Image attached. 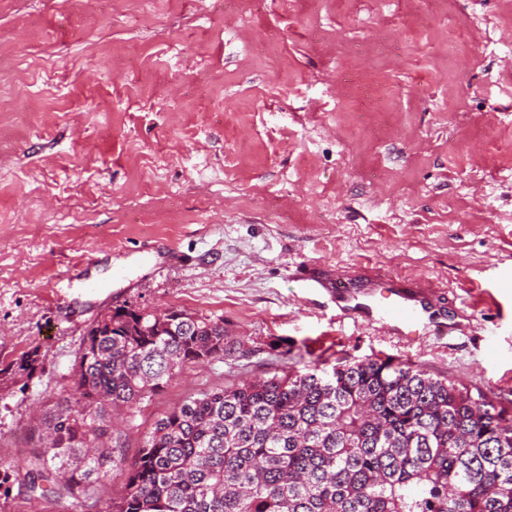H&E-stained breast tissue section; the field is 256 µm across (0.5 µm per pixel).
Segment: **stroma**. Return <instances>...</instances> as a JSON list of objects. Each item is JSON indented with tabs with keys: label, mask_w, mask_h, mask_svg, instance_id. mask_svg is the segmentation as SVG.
<instances>
[{
	"label": "stroma",
	"mask_w": 512,
	"mask_h": 512,
	"mask_svg": "<svg viewBox=\"0 0 512 512\" xmlns=\"http://www.w3.org/2000/svg\"><path fill=\"white\" fill-rule=\"evenodd\" d=\"M323 264L446 282L452 332L337 317ZM122 303L245 344L127 416L125 459L186 398L317 360L512 402V0H0V465Z\"/></svg>",
	"instance_id": "1"
}]
</instances>
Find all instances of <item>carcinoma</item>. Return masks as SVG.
I'll use <instances>...</instances> for the list:
<instances>
[{
  "label": "carcinoma",
  "instance_id": "1",
  "mask_svg": "<svg viewBox=\"0 0 512 512\" xmlns=\"http://www.w3.org/2000/svg\"><path fill=\"white\" fill-rule=\"evenodd\" d=\"M242 344L222 318L115 307L82 339L76 397L0 485L88 502L118 464L113 413ZM124 468L105 512H512V415L411 362H316L170 409Z\"/></svg>",
  "mask_w": 512,
  "mask_h": 512
}]
</instances>
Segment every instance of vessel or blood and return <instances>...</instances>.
<instances>
[{
  "label": "vessel or blood",
  "instance_id": "obj_1",
  "mask_svg": "<svg viewBox=\"0 0 512 512\" xmlns=\"http://www.w3.org/2000/svg\"><path fill=\"white\" fill-rule=\"evenodd\" d=\"M304 282L312 289H334L342 315L380 323L394 334H405L417 326L433 327L440 335L447 332L430 309L439 292L433 280L412 276L382 280L368 268L348 274L321 266L309 272Z\"/></svg>",
  "mask_w": 512,
  "mask_h": 512
}]
</instances>
